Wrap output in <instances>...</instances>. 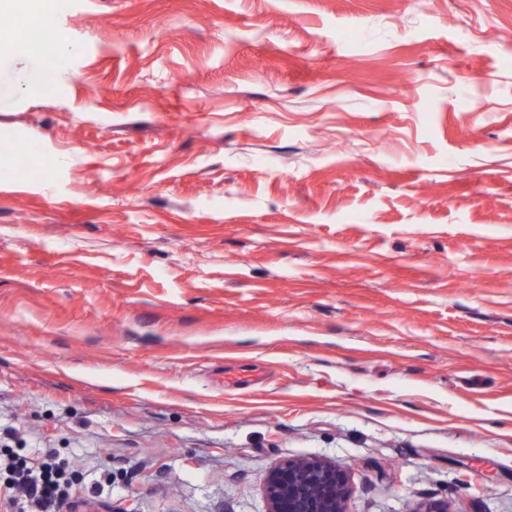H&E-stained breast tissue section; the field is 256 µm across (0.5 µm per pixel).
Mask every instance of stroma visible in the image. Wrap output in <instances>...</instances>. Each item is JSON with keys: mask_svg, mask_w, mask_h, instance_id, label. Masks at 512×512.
<instances>
[{"mask_svg": "<svg viewBox=\"0 0 512 512\" xmlns=\"http://www.w3.org/2000/svg\"><path fill=\"white\" fill-rule=\"evenodd\" d=\"M3 15L68 43L0 26L14 453L113 471L112 512H266L310 457L348 512H512V0Z\"/></svg>", "mask_w": 512, "mask_h": 512, "instance_id": "35a3bbf8", "label": "stroma"}]
</instances>
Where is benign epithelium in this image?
Listing matches in <instances>:
<instances>
[{
	"label": "benign epithelium",
	"instance_id": "1",
	"mask_svg": "<svg viewBox=\"0 0 512 512\" xmlns=\"http://www.w3.org/2000/svg\"><path fill=\"white\" fill-rule=\"evenodd\" d=\"M267 512H346L347 474L320 458L287 460L264 480Z\"/></svg>",
	"mask_w": 512,
	"mask_h": 512
}]
</instances>
